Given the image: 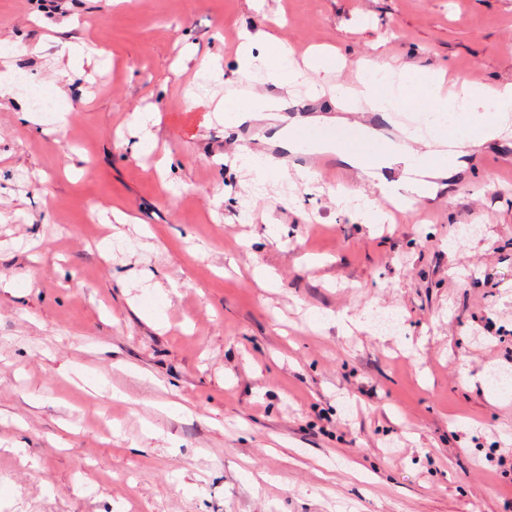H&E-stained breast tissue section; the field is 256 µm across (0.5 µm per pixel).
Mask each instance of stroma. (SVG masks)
<instances>
[{"label":"stroma","instance_id":"obj_1","mask_svg":"<svg viewBox=\"0 0 512 512\" xmlns=\"http://www.w3.org/2000/svg\"><path fill=\"white\" fill-rule=\"evenodd\" d=\"M245 27L335 50L347 87L381 54L400 108L433 72L512 81V0H0V512H512V139L398 223L323 181L243 190L214 160L259 128L215 119L200 59L236 76Z\"/></svg>","mask_w":512,"mask_h":512}]
</instances>
